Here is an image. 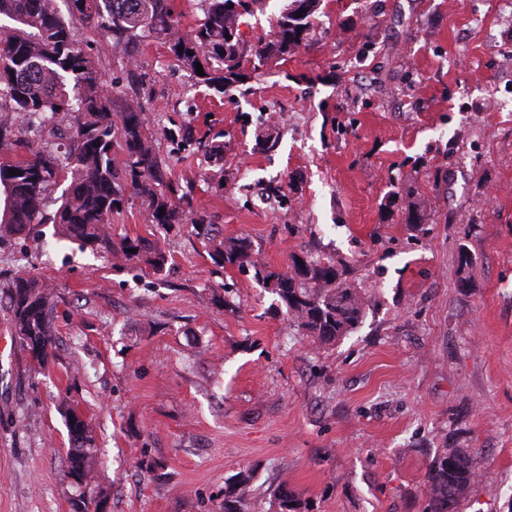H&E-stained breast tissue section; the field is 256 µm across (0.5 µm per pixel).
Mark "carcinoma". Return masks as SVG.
I'll return each instance as SVG.
<instances>
[{
  "label": "carcinoma",
  "mask_w": 512,
  "mask_h": 512,
  "mask_svg": "<svg viewBox=\"0 0 512 512\" xmlns=\"http://www.w3.org/2000/svg\"><path fill=\"white\" fill-rule=\"evenodd\" d=\"M70 18L53 0H0V225L22 234L32 224H57L72 241L104 245L120 260L139 256L141 246L112 242V214L121 210L125 191L143 196L152 223L180 224L183 211L170 199L176 192L166 162L146 134L143 106L135 99L112 111V99L92 58L77 44L71 18L112 36L120 47L143 38L165 41L191 67L201 64L202 80L218 91L244 84L247 65L256 69L271 56L292 54L308 39L320 0H289L277 19L274 39L251 49L239 35L240 18L261 0H200L203 19L184 32L173 0H67ZM67 112L68 129L57 125ZM127 154L124 167L113 164L115 148ZM17 174L10 175V170ZM67 184L55 211H47L54 190ZM209 256L222 267L249 263L255 276L272 283L298 328L322 343L339 340L361 323L366 300L336 263L320 255L293 259L283 273L254 259L243 239L209 238ZM49 286L18 278L11 289L13 328L38 366L54 348ZM74 442L67 451L68 474L80 489L77 512L104 497L94 484L96 448L80 421L70 424ZM470 453L443 448L427 473L428 512H459L479 482ZM279 512H303L302 499L283 486Z\"/></svg>",
  "instance_id": "carcinoma-1"
}]
</instances>
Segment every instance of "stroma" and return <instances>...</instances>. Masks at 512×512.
I'll use <instances>...</instances> for the list:
<instances>
[{
	"label": "stroma",
	"instance_id": "1",
	"mask_svg": "<svg viewBox=\"0 0 512 512\" xmlns=\"http://www.w3.org/2000/svg\"><path fill=\"white\" fill-rule=\"evenodd\" d=\"M285 3L243 18L246 45ZM311 22L220 93L161 41L74 20L189 201L163 228L129 189L112 216L114 241L166 253L159 274L50 224L0 233V512H74L70 407L106 512H224L243 475L247 512H276L283 484L308 512H427L441 448L483 472L460 512H512V0H322ZM200 217L278 271L333 258L361 323L314 343L251 266L213 263ZM19 277L52 287L41 370L13 332Z\"/></svg>",
	"mask_w": 512,
	"mask_h": 512
}]
</instances>
